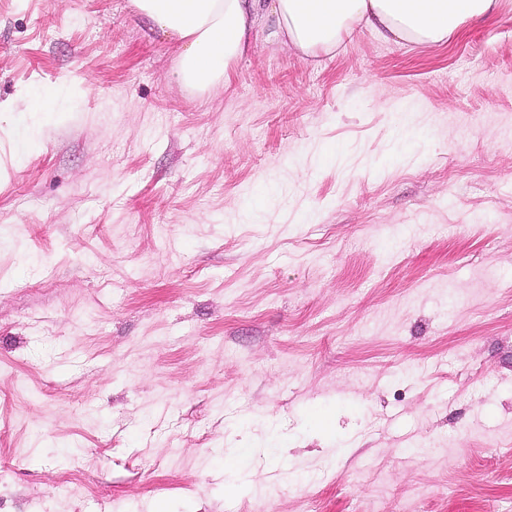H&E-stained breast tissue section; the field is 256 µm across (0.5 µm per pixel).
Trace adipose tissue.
Returning <instances> with one entry per match:
<instances>
[{
    "mask_svg": "<svg viewBox=\"0 0 512 512\" xmlns=\"http://www.w3.org/2000/svg\"><path fill=\"white\" fill-rule=\"evenodd\" d=\"M138 15L178 46L173 80L198 90L230 80L257 35L300 56L332 54L360 30L383 40L439 46L501 0H131Z\"/></svg>",
    "mask_w": 512,
    "mask_h": 512,
    "instance_id": "adipose-tissue-1",
    "label": "adipose tissue"
}]
</instances>
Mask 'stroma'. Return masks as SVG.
Returning <instances> with one entry per match:
<instances>
[{
	"instance_id": "obj_1",
	"label": "stroma",
	"mask_w": 512,
	"mask_h": 512,
	"mask_svg": "<svg viewBox=\"0 0 512 512\" xmlns=\"http://www.w3.org/2000/svg\"><path fill=\"white\" fill-rule=\"evenodd\" d=\"M176 57L0 0V512H512V0Z\"/></svg>"
}]
</instances>
